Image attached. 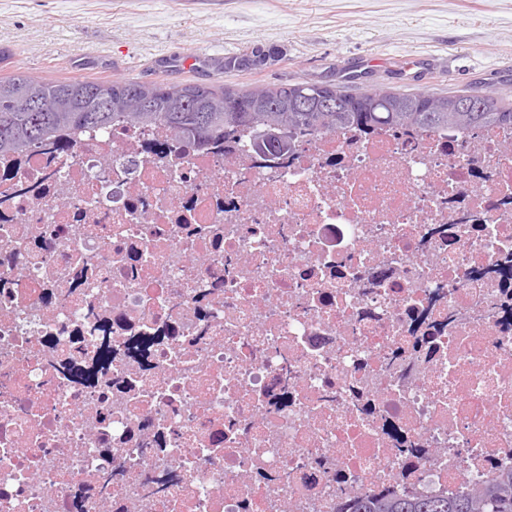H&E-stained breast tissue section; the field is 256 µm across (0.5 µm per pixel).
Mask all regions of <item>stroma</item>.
I'll use <instances>...</instances> for the list:
<instances>
[{
    "instance_id": "1",
    "label": "stroma",
    "mask_w": 512,
    "mask_h": 512,
    "mask_svg": "<svg viewBox=\"0 0 512 512\" xmlns=\"http://www.w3.org/2000/svg\"><path fill=\"white\" fill-rule=\"evenodd\" d=\"M0 48L48 79L144 83L335 84L512 96V0H0ZM260 51L258 69L211 73L209 60Z\"/></svg>"
}]
</instances>
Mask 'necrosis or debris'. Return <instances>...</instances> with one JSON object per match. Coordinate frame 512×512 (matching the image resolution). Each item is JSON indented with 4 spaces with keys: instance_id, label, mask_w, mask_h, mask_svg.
<instances>
[{
    "instance_id": "1",
    "label": "necrosis or debris",
    "mask_w": 512,
    "mask_h": 512,
    "mask_svg": "<svg viewBox=\"0 0 512 512\" xmlns=\"http://www.w3.org/2000/svg\"><path fill=\"white\" fill-rule=\"evenodd\" d=\"M511 142L1 155L0 512H336L511 469Z\"/></svg>"
}]
</instances>
